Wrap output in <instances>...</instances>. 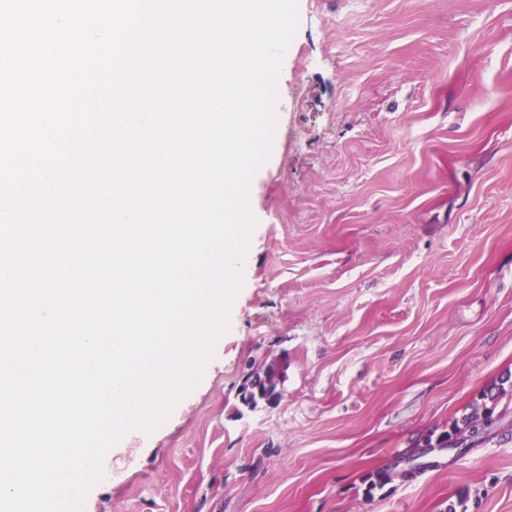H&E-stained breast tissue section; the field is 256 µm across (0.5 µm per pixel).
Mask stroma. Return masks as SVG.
I'll return each instance as SVG.
<instances>
[{
    "instance_id": "1",
    "label": "stroma",
    "mask_w": 512,
    "mask_h": 512,
    "mask_svg": "<svg viewBox=\"0 0 512 512\" xmlns=\"http://www.w3.org/2000/svg\"><path fill=\"white\" fill-rule=\"evenodd\" d=\"M298 8L230 329L84 512H512V0ZM255 375L249 377L243 384L241 389V397L245 404L255 405L258 400L265 401L267 404H276L280 398V392L277 390L280 381V369L277 364L270 366V371L259 378L263 384V390L259 387H253L252 381ZM255 391V393H253ZM496 423L493 412L487 408L480 410L479 407L462 417L453 427L452 431L439 435L437 440L440 448H464L468 447L469 440L478 437Z\"/></svg>"
}]
</instances>
